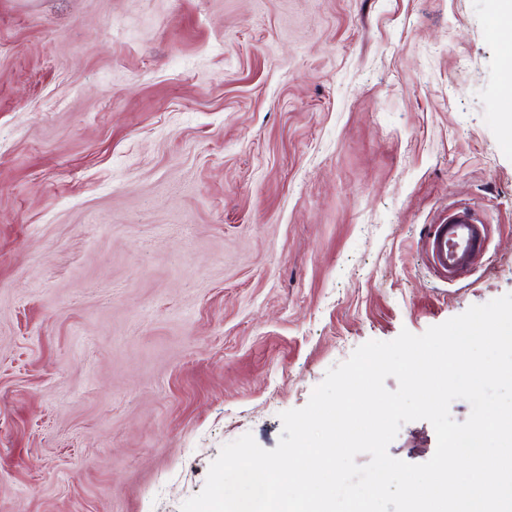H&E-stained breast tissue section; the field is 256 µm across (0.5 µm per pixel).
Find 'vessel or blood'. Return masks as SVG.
Returning <instances> with one entry per match:
<instances>
[{
  "label": "vessel or blood",
  "instance_id": "1",
  "mask_svg": "<svg viewBox=\"0 0 512 512\" xmlns=\"http://www.w3.org/2000/svg\"><path fill=\"white\" fill-rule=\"evenodd\" d=\"M485 235V226L476 223L467 209L450 210L428 242L433 269L442 278H456L474 264Z\"/></svg>",
  "mask_w": 512,
  "mask_h": 512
}]
</instances>
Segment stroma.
<instances>
[{
    "mask_svg": "<svg viewBox=\"0 0 512 512\" xmlns=\"http://www.w3.org/2000/svg\"><path fill=\"white\" fill-rule=\"evenodd\" d=\"M499 5L0 0V512H180L360 345L512 293ZM486 228L476 224L466 208L448 211V216L435 224L428 242L433 269L445 279H453L476 261Z\"/></svg>",
    "mask_w": 512,
    "mask_h": 512,
    "instance_id": "1",
    "label": "stroma"
}]
</instances>
